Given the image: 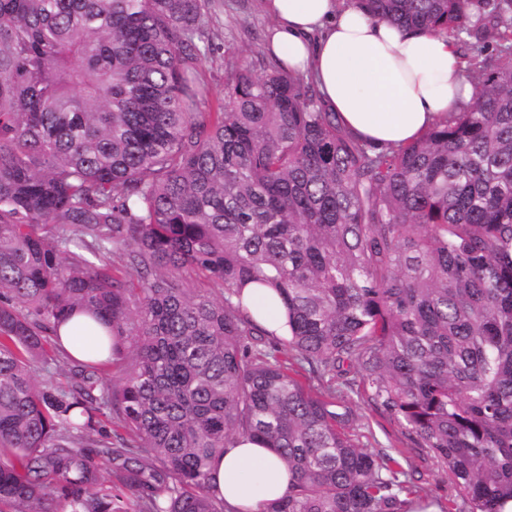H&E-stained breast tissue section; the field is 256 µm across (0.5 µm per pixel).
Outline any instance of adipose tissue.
Here are the masks:
<instances>
[{
	"label": "adipose tissue",
	"mask_w": 512,
	"mask_h": 512,
	"mask_svg": "<svg viewBox=\"0 0 512 512\" xmlns=\"http://www.w3.org/2000/svg\"><path fill=\"white\" fill-rule=\"evenodd\" d=\"M271 18L267 51L310 76L329 111L353 136L378 147L420 137L471 99L456 46L370 18L342 0H261ZM234 512H261L288 492L291 476L262 444L239 440L215 464Z\"/></svg>",
	"instance_id": "ef3b65f1"
}]
</instances>
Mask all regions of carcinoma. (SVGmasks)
<instances>
[{
  "label": "carcinoma",
  "mask_w": 512,
  "mask_h": 512,
  "mask_svg": "<svg viewBox=\"0 0 512 512\" xmlns=\"http://www.w3.org/2000/svg\"><path fill=\"white\" fill-rule=\"evenodd\" d=\"M212 2L0 0V512H228L214 461L240 438L293 475L263 512H408L339 400L359 391L469 512H504L512 0H353L476 79L382 150L260 54L200 111ZM78 315L107 361L62 348Z\"/></svg>",
  "instance_id": "obj_1"
}]
</instances>
